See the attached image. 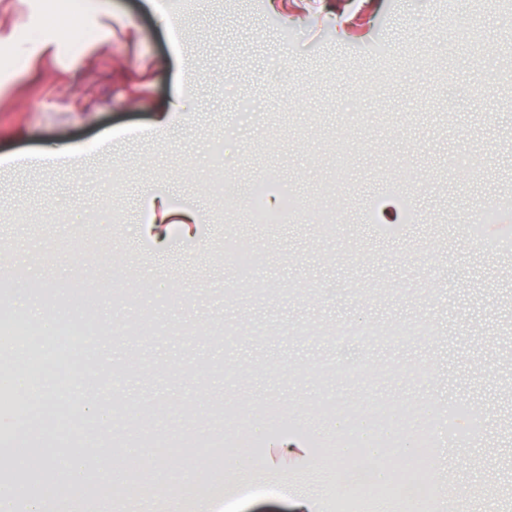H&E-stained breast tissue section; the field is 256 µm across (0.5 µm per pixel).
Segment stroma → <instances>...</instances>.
<instances>
[{
  "label": "stroma",
  "instance_id": "obj_1",
  "mask_svg": "<svg viewBox=\"0 0 512 512\" xmlns=\"http://www.w3.org/2000/svg\"><path fill=\"white\" fill-rule=\"evenodd\" d=\"M77 2L62 38L58 0H0V245L24 272L0 302L101 332L81 403L127 415L73 440L85 482L111 479L130 512L114 458L220 441L246 414L254 441L220 466L146 457L160 512H295L300 491L336 512L326 402L432 403V480L457 493L438 512H512V0ZM159 8L194 86L174 132L144 140L177 85ZM32 23L44 36L20 44ZM54 144L92 167L13 163ZM264 180L295 195L286 221L255 217ZM155 194L196 211L193 233L144 234ZM361 320L412 333L337 354L329 333ZM288 438L308 455L270 471Z\"/></svg>",
  "mask_w": 512,
  "mask_h": 512
}]
</instances>
